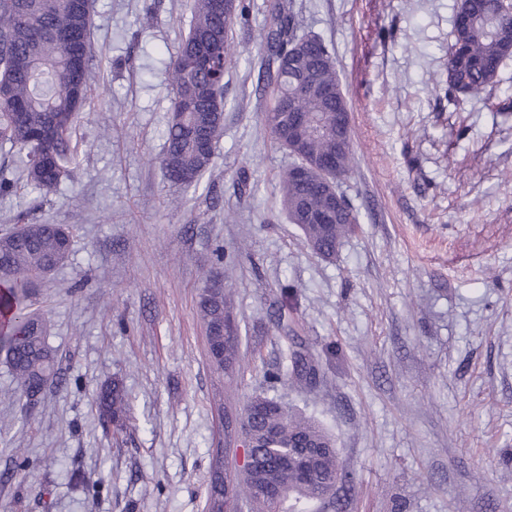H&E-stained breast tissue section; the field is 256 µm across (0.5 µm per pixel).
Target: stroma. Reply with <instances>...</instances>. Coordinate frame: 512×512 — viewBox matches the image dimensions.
<instances>
[{"instance_id":"stroma-1","label":"stroma","mask_w":512,"mask_h":512,"mask_svg":"<svg viewBox=\"0 0 512 512\" xmlns=\"http://www.w3.org/2000/svg\"><path fill=\"white\" fill-rule=\"evenodd\" d=\"M335 50L363 215L324 259L280 206L291 159L263 128L258 67L226 76L215 165L171 185L167 63L186 0H93L91 112L56 191L0 196L71 225L65 264L29 289L57 374L31 403L0 358V512H206L208 448H238L228 417L266 396L334 436L354 491L344 512H512V60L487 101L438 81L455 0H291ZM236 264L240 363L215 371L197 316L215 248ZM315 385L271 387L289 347ZM122 381L132 422L100 420Z\"/></svg>"}]
</instances>
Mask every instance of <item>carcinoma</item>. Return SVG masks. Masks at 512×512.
<instances>
[{"label":"carcinoma","mask_w":512,"mask_h":512,"mask_svg":"<svg viewBox=\"0 0 512 512\" xmlns=\"http://www.w3.org/2000/svg\"><path fill=\"white\" fill-rule=\"evenodd\" d=\"M87 0H0V144L20 155L21 180L0 177V193L18 184L50 193L69 177L75 161L73 141L91 103V7ZM223 0H192V22L171 56L168 71L173 95L160 166L165 178L181 188H198L214 165V154L200 152L192 130L212 141L224 127V75L238 63L242 51L232 38V26L249 23L250 0H237L232 21L224 18ZM263 57L259 79L267 101L264 129L295 156L277 128L286 111L299 112L309 131V154L337 156L341 177L354 160L353 148L336 153V112L347 99L329 46L302 32V24L287 0H266ZM452 42L448 47L445 94L457 102L483 97L499 82L501 68L512 58V0H458ZM204 40L217 43L212 69H189V54ZM336 88L338 96L325 93ZM280 201L288 221L299 226L308 246L329 258L342 238L354 232L361 213L343 201V213L326 224L311 217L326 202L307 181L283 172ZM20 232L0 234V352L26 399L41 394L56 374V360L46 342L47 323L24 306L27 289L67 259L72 232L53 224L18 216ZM198 315L212 364L225 369L239 362L238 347L224 346L221 329L233 317L226 289L204 288ZM290 375L305 384L316 382L313 360L291 351ZM98 408L122 430L128 420L126 391L114 380L98 395ZM252 444L251 464L227 479L221 497L210 488L209 512H225L224 496L246 503L248 512H313L318 504L341 509L338 486H353L334 440L314 421L263 396L254 397L242 419Z\"/></svg>","instance_id":"carcinoma-1"}]
</instances>
